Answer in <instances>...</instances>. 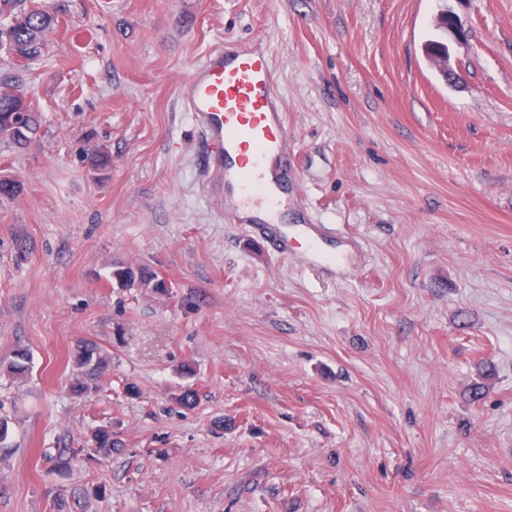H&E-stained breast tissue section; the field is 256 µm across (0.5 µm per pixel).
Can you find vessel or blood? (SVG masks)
<instances>
[{
    "mask_svg": "<svg viewBox=\"0 0 512 512\" xmlns=\"http://www.w3.org/2000/svg\"><path fill=\"white\" fill-rule=\"evenodd\" d=\"M186 109L206 148L199 184L237 223L303 265L327 260L332 224L279 223L291 198L288 155L294 139L282 110L270 42L259 38L211 49L190 72Z\"/></svg>",
    "mask_w": 512,
    "mask_h": 512,
    "instance_id": "vessel-or-blood-1",
    "label": "vessel or blood"
}]
</instances>
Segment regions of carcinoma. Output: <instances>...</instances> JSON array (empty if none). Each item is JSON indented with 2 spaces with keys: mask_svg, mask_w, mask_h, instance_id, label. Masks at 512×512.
I'll return each mask as SVG.
<instances>
[{
  "mask_svg": "<svg viewBox=\"0 0 512 512\" xmlns=\"http://www.w3.org/2000/svg\"><path fill=\"white\" fill-rule=\"evenodd\" d=\"M56 23L54 14L36 4H27V0H0V50L4 49L26 62L35 60L42 55L46 35ZM16 115L24 119L25 131L17 137L5 136L3 141L23 148L39 136L42 118L26 97L19 80L0 79V126L10 125ZM80 159L96 171H104L111 164V156L105 149L82 153ZM111 361L108 352L93 342L78 346L74 357V385L80 389L85 386L93 388ZM29 370L28 351L16 350L8 364V372L16 377H23ZM93 442L94 451L105 455H110L112 451L122 447L121 442L112 437V432L103 427L94 432Z\"/></svg>",
  "mask_w": 512,
  "mask_h": 512,
  "instance_id": "carcinoma-1",
  "label": "carcinoma"
}]
</instances>
